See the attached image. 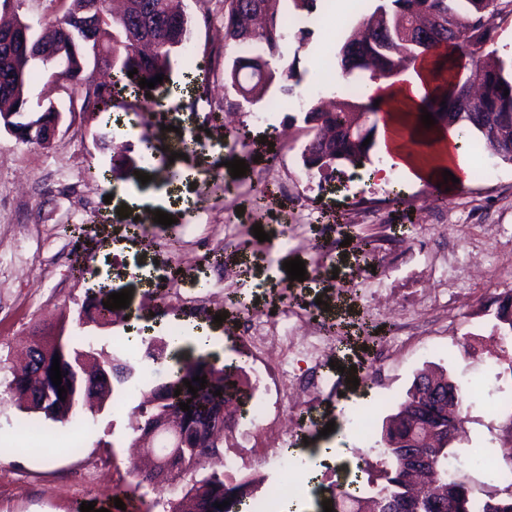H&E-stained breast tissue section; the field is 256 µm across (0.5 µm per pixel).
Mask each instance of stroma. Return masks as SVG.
I'll return each mask as SVG.
<instances>
[{"label":"stroma","instance_id":"stroma-1","mask_svg":"<svg viewBox=\"0 0 512 512\" xmlns=\"http://www.w3.org/2000/svg\"><path fill=\"white\" fill-rule=\"evenodd\" d=\"M175 2L188 20L190 41L173 79L196 72L206 100L172 95L147 125L135 128L121 108L94 119L69 112L67 92L50 70L40 69L30 80L31 102L63 111L53 145L21 144L0 130V512H80L85 501L100 512H162L152 507V494L132 491L138 476L129 418L139 395L107 402L70 426L21 410L7 391L13 361L35 326L57 324L91 289L131 291L135 314L131 322L94 330L96 347L115 352L131 326L149 328L157 340L200 327L211 333L218 357L267 368L266 426L226 431L223 452L259 479L256 497L274 505L298 498L309 512H324L336 484L346 481L347 472L318 453L327 422L348 431L370 464L379 463L382 421L427 367L443 368L468 391L466 420L452 443L459 460L468 461L477 449L503 460L506 423L494 408L512 386L485 356L495 351L499 335L491 301L512 293V281L498 276L500 263L512 264V164L471 149L469 180L446 192L398 175L331 180L306 170L302 106L335 97L331 60L339 41L376 0H318L308 19L312 37L302 46L292 38L284 45L286 53L299 55L300 86L289 95L272 86L267 102L243 109L224 88L220 0ZM210 53L217 56L212 69L197 72V60ZM272 100L279 108H269ZM213 107L221 108L220 121L209 119ZM259 111L265 121H256ZM111 117L129 135L108 131ZM143 138L155 145L154 158L110 174L113 146L133 152ZM182 138L196 141V154L169 159L168 149ZM233 159L245 161L246 175L232 178L226 163ZM142 173L148 183L139 181ZM399 185L408 202L398 207L392 189ZM121 208L126 217L118 216ZM159 210L172 215L173 225L154 223ZM226 220L238 227L234 247L219 253L203 244L184 259L173 250L195 229L223 237ZM256 224L267 241L255 238ZM297 224L304 227L302 240L286 239ZM481 248L487 256L472 271L475 296L444 315L454 274L448 256L464 262ZM297 257L307 271L302 282L289 280L283 267ZM171 288L213 295L210 318L199 322L165 307ZM234 296L265 318L287 312L308 318L332 340L331 349L315 364L303 356L286 364L270 355L243 356ZM221 313L225 321L214 323ZM312 368L327 386L289 425L278 390L286 374ZM359 412L373 417L369 435L352 429ZM76 436L81 448L75 452ZM289 449L296 450L300 468L285 483L275 461ZM118 500L123 508H115Z\"/></svg>","mask_w":512,"mask_h":512}]
</instances>
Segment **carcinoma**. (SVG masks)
<instances>
[{
    "mask_svg": "<svg viewBox=\"0 0 512 512\" xmlns=\"http://www.w3.org/2000/svg\"><path fill=\"white\" fill-rule=\"evenodd\" d=\"M281 0H222L224 39L238 55L224 64V87L232 89L246 103L264 100L277 81L301 83L298 57L288 60L283 46L290 31L291 16L280 10ZM109 0H72L63 13L44 17L50 36H36L32 26L18 18L14 26L27 32L26 41L12 42L0 36V124L16 129L52 120L58 109L50 104L32 109L25 88L36 64L52 68L57 81L74 92L84 93L80 111L110 112L125 107L124 96L138 102L137 109L152 111L162 106L164 96L178 89L173 81L176 57L187 47L188 20L174 10L171 0H125L124 10L114 15ZM96 6L102 19L97 37L84 42L75 20L90 6ZM498 0H378L374 11L364 16L358 31L348 36L336 54L343 77L366 73L369 80L399 76L410 65L425 57L435 61L446 74L440 90L427 101V111L436 126H456L467 144L480 147L500 160L512 163V56L483 61L488 46L494 44ZM417 20L431 31L427 41L417 39L408 25ZM109 68L112 77L98 81L86 73L89 62ZM137 74L128 76L131 70ZM164 75L155 88H140L139 81ZM509 95H504V91ZM446 106H440L441 102ZM379 108L373 98L358 95L345 84L328 109L315 104L304 115L312 137L302 150L303 165L309 170L332 174L339 166L357 168L371 162L376 145ZM367 146H362L366 138ZM123 309L109 310L93 296L77 309L78 325L103 328L124 318ZM496 318L512 334V295L498 301ZM146 358L166 368L165 408L182 413L183 419L202 413L203 404L193 398L183 380L191 385L196 375L206 377L208 402H223L216 390L237 402L238 421L251 420L253 385L236 360L217 365L212 354L191 350H168L169 343L140 337ZM32 361L41 371V384L47 389L42 402L26 375L28 365L18 363L8 390L26 409L39 412L53 422L74 421L85 399L102 401L118 394L141 392V401L132 410L130 423L142 427L152 414L157 387L141 389L134 365L135 352L128 346L124 355L95 349L92 343H79L65 335V326L38 337ZM59 356L62 387L66 399L50 379L54 356ZM181 394L174 395L175 390ZM190 401V410L180 403ZM460 384L445 375L422 372L416 376L397 412L383 422L381 431L382 466L363 489L360 475L341 486L333 496L335 512H512V484L487 495L483 501L471 495L468 475L456 468L448 477V461L455 459L450 444L465 421ZM414 446L426 458V466L415 473L405 458V449ZM213 456L202 459L188 473L179 469L151 485L153 506L163 512H200L202 503L213 505L212 512H270L264 500L251 499L254 480L231 470L212 469L198 475L205 465L222 463L224 440L210 443ZM229 501L223 509L214 503Z\"/></svg>",
    "mask_w": 512,
    "mask_h": 512,
    "instance_id": "carcinoma-1",
    "label": "carcinoma"
}]
</instances>
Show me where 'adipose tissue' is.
I'll return each instance as SVG.
<instances>
[{"instance_id": "adipose-tissue-1", "label": "adipose tissue", "mask_w": 512, "mask_h": 512, "mask_svg": "<svg viewBox=\"0 0 512 512\" xmlns=\"http://www.w3.org/2000/svg\"><path fill=\"white\" fill-rule=\"evenodd\" d=\"M436 85L435 65L429 58L418 60L399 78L369 84L368 96L379 101V149L384 159L375 177L384 179L395 171L412 182L435 185L448 170L467 182L470 169L458 130H441L429 138L417 132L421 101Z\"/></svg>"}]
</instances>
